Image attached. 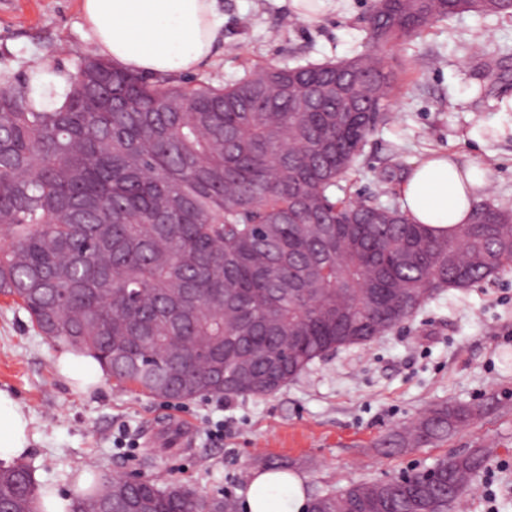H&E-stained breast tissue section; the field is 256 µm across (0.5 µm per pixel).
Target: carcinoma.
<instances>
[{
    "label": "carcinoma",
    "mask_w": 512,
    "mask_h": 512,
    "mask_svg": "<svg viewBox=\"0 0 512 512\" xmlns=\"http://www.w3.org/2000/svg\"><path fill=\"white\" fill-rule=\"evenodd\" d=\"M512 0H377L369 42L391 47ZM371 51L262 67L239 80L149 81L92 52L36 108L33 69L0 82V295L118 383L174 401L279 391L314 361L366 345L450 289L512 268V210L488 201L451 233L397 206L336 196L396 74ZM445 403L385 442H443L482 416ZM488 456L471 448L392 483L317 494L307 512H450ZM137 512H237L228 497L145 480ZM23 465L0 505L37 512ZM71 512H131L94 479Z\"/></svg>",
    "instance_id": "1"
}]
</instances>
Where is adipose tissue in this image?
<instances>
[{"label":"adipose tissue","instance_id":"adipose-tissue-1","mask_svg":"<svg viewBox=\"0 0 512 512\" xmlns=\"http://www.w3.org/2000/svg\"><path fill=\"white\" fill-rule=\"evenodd\" d=\"M84 21L96 52L118 69L153 75L196 70L219 35L217 0H82ZM490 173L481 164L435 153L419 160L402 188L404 210L418 224L452 230L468 223L475 197L469 187L487 189ZM61 377L89 392L104 371L92 356L75 350L56 361ZM31 419L11 395L0 390V461L9 463L30 448ZM302 481L288 472L264 470L244 496L243 512H305Z\"/></svg>","mask_w":512,"mask_h":512}]
</instances>
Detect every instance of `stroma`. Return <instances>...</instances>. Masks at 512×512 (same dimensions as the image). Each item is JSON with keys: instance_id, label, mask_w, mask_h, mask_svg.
<instances>
[{"instance_id": "35a3bbf8", "label": "stroma", "mask_w": 512, "mask_h": 512, "mask_svg": "<svg viewBox=\"0 0 512 512\" xmlns=\"http://www.w3.org/2000/svg\"><path fill=\"white\" fill-rule=\"evenodd\" d=\"M375 0H328L317 21L292 0H218L220 36L195 70L214 84L269 64L297 66L367 50ZM81 0H0V74L73 68L93 50ZM391 121L367 137L337 194L400 204L415 163L452 153L490 172L485 198L512 208V134L496 123L512 97V15L463 14L396 43ZM392 182L380 183L381 173ZM60 343L0 295V389L32 420L23 462L39 486L78 495L76 479L130 471L242 500L255 472L282 462L307 495L423 471L475 446L488 463L452 512H512V270L461 293L448 291L371 344L333 353L275 394L191 402L148 397L111 378L84 393L58 375ZM455 402L488 411L447 441L387 453L384 442L431 408ZM223 423L224 437L211 432ZM496 493L488 506L486 490Z\"/></svg>"}]
</instances>
